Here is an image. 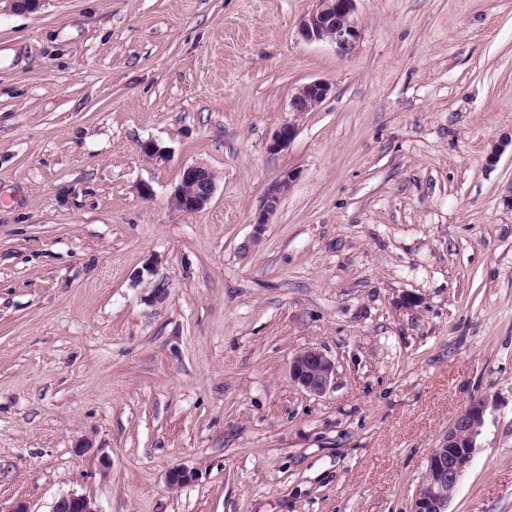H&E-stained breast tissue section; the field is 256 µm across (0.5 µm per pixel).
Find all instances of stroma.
<instances>
[{
	"label": "stroma",
	"instance_id": "1",
	"mask_svg": "<svg viewBox=\"0 0 512 512\" xmlns=\"http://www.w3.org/2000/svg\"><path fill=\"white\" fill-rule=\"evenodd\" d=\"M316 5L0 11L4 510L410 512L480 400L448 512H512V0H357L348 55L299 37ZM191 164L199 214L170 204ZM307 347L336 366L320 396L289 380ZM330 90V85L321 80L307 82L296 89L289 103L292 117L283 122L272 134L267 144L269 153L277 154L288 148L298 133L300 119L321 105ZM216 190L214 173L203 165L185 166L172 196V206L183 213L197 214L210 204ZM293 183V175L287 172L280 176L268 189L263 209L258 214L256 221L257 228L268 224L271 215L275 212L280 197L289 192ZM50 512H102V510L89 496L67 493L55 500Z\"/></svg>",
	"mask_w": 512,
	"mask_h": 512
}]
</instances>
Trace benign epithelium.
Masks as SVG:
<instances>
[{
	"instance_id": "benign-epithelium-1",
	"label": "benign epithelium",
	"mask_w": 512,
	"mask_h": 512,
	"mask_svg": "<svg viewBox=\"0 0 512 512\" xmlns=\"http://www.w3.org/2000/svg\"><path fill=\"white\" fill-rule=\"evenodd\" d=\"M298 33L308 42L327 41L339 53H350L361 37L356 0H318L317 7L299 22ZM330 90V85L321 80L307 82L296 89L289 103L292 117L272 134L267 144L269 153L277 154L288 148L298 133L300 119L321 105ZM292 183L293 175L287 172L271 185L263 209L256 218V226L269 223L280 197L290 191ZM215 190L216 178L209 168L199 164L188 165L182 170L171 204L180 212L197 214L207 208ZM335 375V364L317 348L302 349L292 357L290 381L309 393L325 394L334 383ZM484 409L481 402L465 408L441 436L438 446L431 450L411 512H448V505L470 467L476 437L483 424ZM51 512L102 510L89 496L67 493L55 500Z\"/></svg>"
}]
</instances>
